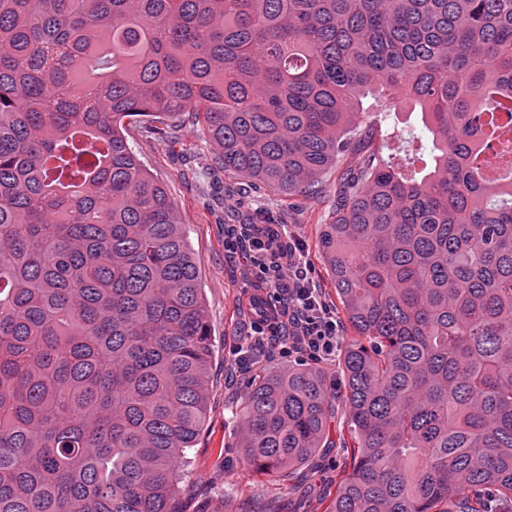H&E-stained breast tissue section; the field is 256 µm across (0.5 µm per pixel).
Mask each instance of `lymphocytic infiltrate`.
<instances>
[{"instance_id": "obj_1", "label": "lymphocytic infiltrate", "mask_w": 512, "mask_h": 512, "mask_svg": "<svg viewBox=\"0 0 512 512\" xmlns=\"http://www.w3.org/2000/svg\"><path fill=\"white\" fill-rule=\"evenodd\" d=\"M247 255L256 279L268 285L253 309L249 340L258 345L275 341L281 356L303 362L335 360L343 325L322 299L301 238L286 232L284 225L262 224Z\"/></svg>"}]
</instances>
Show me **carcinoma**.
<instances>
[{
	"instance_id": "carcinoma-1",
	"label": "carcinoma",
	"mask_w": 512,
	"mask_h": 512,
	"mask_svg": "<svg viewBox=\"0 0 512 512\" xmlns=\"http://www.w3.org/2000/svg\"><path fill=\"white\" fill-rule=\"evenodd\" d=\"M127 120L290 199L342 170L344 391L255 375L243 462L302 465L340 402L327 512H512V0H0V512H180L213 345Z\"/></svg>"
}]
</instances>
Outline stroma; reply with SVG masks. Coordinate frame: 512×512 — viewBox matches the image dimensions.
Masks as SVG:
<instances>
[{"label":"stroma","mask_w":512,"mask_h":512,"mask_svg":"<svg viewBox=\"0 0 512 512\" xmlns=\"http://www.w3.org/2000/svg\"><path fill=\"white\" fill-rule=\"evenodd\" d=\"M129 143L148 171L163 181L174 202L199 269L213 340L205 423L187 453L180 487L182 512H324L343 474L347 452L323 449L307 466L266 475L245 466L237 446V413L255 373L286 366L280 355L260 357L251 368L239 365L235 348L248 334L254 280L245 256L224 249L228 225L262 212L266 221L286 224L306 243L312 277L328 305L336 290L318 247L323 224L336 207V177L328 175L318 197L284 200L272 191L225 175L212 146L192 127L180 131L173 146L143 125L127 128Z\"/></svg>","instance_id":"35a3bbf8"}]
</instances>
